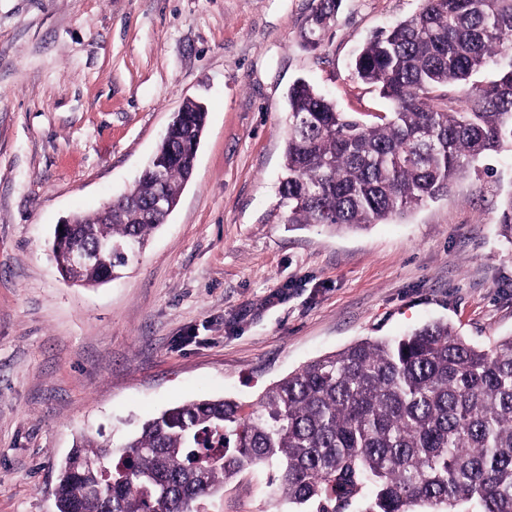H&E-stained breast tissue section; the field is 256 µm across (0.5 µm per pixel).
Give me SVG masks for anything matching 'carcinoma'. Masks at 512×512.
<instances>
[{
  "label": "carcinoma",
  "instance_id": "carcinoma-1",
  "mask_svg": "<svg viewBox=\"0 0 512 512\" xmlns=\"http://www.w3.org/2000/svg\"><path fill=\"white\" fill-rule=\"evenodd\" d=\"M303 46L336 0H314ZM393 111L363 121L310 83L288 93L280 206L288 224L362 229L448 193L471 165L512 149V0H421L377 31L354 61ZM207 117L188 101L172 121L169 152L112 201L107 223L64 225L51 245L68 253L112 245L77 281L117 277L166 220L191 176ZM501 234L512 244V197ZM245 412L200 398L145 421L119 447L91 438L72 448L55 483L57 512H207L246 466L271 465L288 512H512V335L490 347L435 320L397 338L365 339L280 379ZM94 465H88V462Z\"/></svg>",
  "mask_w": 512,
  "mask_h": 512
}]
</instances>
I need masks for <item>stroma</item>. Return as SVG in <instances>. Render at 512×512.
Here are the masks:
<instances>
[{"label": "stroma", "mask_w": 512, "mask_h": 512, "mask_svg": "<svg viewBox=\"0 0 512 512\" xmlns=\"http://www.w3.org/2000/svg\"><path fill=\"white\" fill-rule=\"evenodd\" d=\"M419 6L338 0L307 49L313 0H0V512H55L81 436L117 444L196 398L252 404L316 357L431 320L483 347L512 335V152L364 229L282 218L289 88L388 111L353 61ZM189 98L207 118L175 210L121 278L66 282L57 224L123 194ZM270 473L241 471L215 512H273Z\"/></svg>", "instance_id": "obj_1"}]
</instances>
